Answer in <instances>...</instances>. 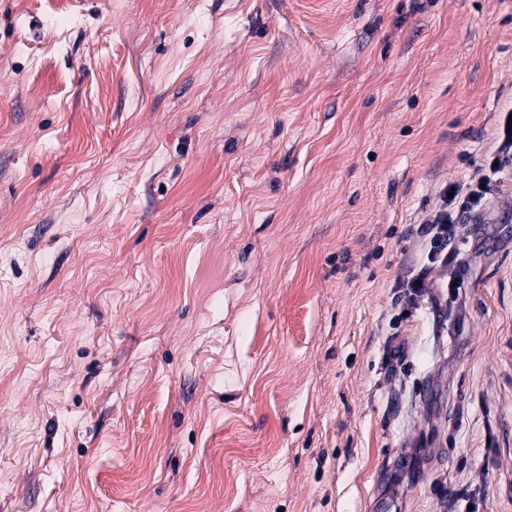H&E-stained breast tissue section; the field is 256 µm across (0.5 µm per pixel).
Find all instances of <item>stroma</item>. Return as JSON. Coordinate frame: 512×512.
I'll use <instances>...</instances> for the list:
<instances>
[{"label": "stroma", "mask_w": 512, "mask_h": 512, "mask_svg": "<svg viewBox=\"0 0 512 512\" xmlns=\"http://www.w3.org/2000/svg\"><path fill=\"white\" fill-rule=\"evenodd\" d=\"M510 108L512 0H0V512H512ZM512 109L503 113L497 133V146L488 166L476 169L465 184L445 186L440 195V202L433 207L421 222L418 232L429 241V262L440 261L448 265L453 260V251L448 252V245L456 237L457 226L465 214L472 213L481 206L488 193L492 176L500 168L503 160L508 161L512 154V120L508 117ZM485 188L481 189V185ZM453 197L449 198V194Z\"/></svg>", "instance_id": "obj_1"}]
</instances>
